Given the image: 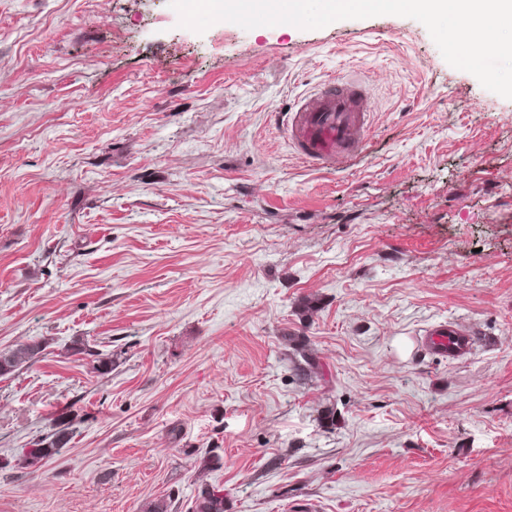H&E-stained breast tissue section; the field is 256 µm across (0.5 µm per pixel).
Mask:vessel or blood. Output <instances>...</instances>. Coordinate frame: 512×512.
Instances as JSON below:
<instances>
[{
  "instance_id": "1",
  "label": "vessel or blood",
  "mask_w": 512,
  "mask_h": 512,
  "mask_svg": "<svg viewBox=\"0 0 512 512\" xmlns=\"http://www.w3.org/2000/svg\"><path fill=\"white\" fill-rule=\"evenodd\" d=\"M366 87L347 72L318 83L302 95L295 110L280 113L278 126L295 153L317 168H333L356 158L371 130L364 106ZM430 353L456 359L469 350L471 338L455 324L430 327L421 338Z\"/></svg>"
}]
</instances>
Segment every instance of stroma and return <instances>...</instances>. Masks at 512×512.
I'll return each mask as SVG.
<instances>
[{
  "label": "stroma",
  "instance_id": "1",
  "mask_svg": "<svg viewBox=\"0 0 512 512\" xmlns=\"http://www.w3.org/2000/svg\"><path fill=\"white\" fill-rule=\"evenodd\" d=\"M346 70L370 139L308 167L275 115ZM443 321L469 353L416 351ZM32 340L0 512H512V100L407 17L0 0V353ZM73 420L68 414H61L53 419L50 432L30 441V448H23L13 467L39 468L52 460L69 443L73 435ZM193 512H224V488L201 484L195 496Z\"/></svg>",
  "mask_w": 512,
  "mask_h": 512
}]
</instances>
